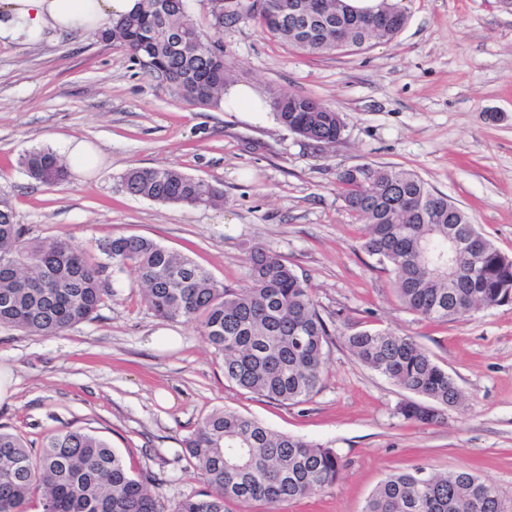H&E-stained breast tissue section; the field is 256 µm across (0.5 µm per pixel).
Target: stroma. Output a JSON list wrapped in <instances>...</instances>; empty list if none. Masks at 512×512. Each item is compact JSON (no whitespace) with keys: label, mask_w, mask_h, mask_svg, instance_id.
Listing matches in <instances>:
<instances>
[{"label":"stroma","mask_w":512,"mask_h":512,"mask_svg":"<svg viewBox=\"0 0 512 512\" xmlns=\"http://www.w3.org/2000/svg\"><path fill=\"white\" fill-rule=\"evenodd\" d=\"M406 24L390 42L308 55L247 17L226 23L224 61L262 95L316 99L340 112L342 140L324 147L267 118L199 108L121 47L93 34L0 39V195L43 239L89 252L141 235L244 287L251 247L307 279L331 327L358 322L415 337L465 394L441 422L398 414L406 394L334 338L319 391L288 406L240 390L195 323L156 318L129 274L112 277L98 318L53 336L0 327V366L16 380L0 430L39 448L52 432L86 428L133 472L151 471L168 501L205 492L183 441L213 409L334 449L344 468L283 512H362L387 473L470 469L512 512V305L455 322L420 319L388 272L359 246L361 220L338 175L371 163L418 173L512 254V10L501 0H392ZM78 138L102 153L93 170L48 189L19 165L27 150L63 152ZM177 167L224 188L223 205L187 208L128 195L132 167Z\"/></svg>","instance_id":"35a3bbf8"}]
</instances>
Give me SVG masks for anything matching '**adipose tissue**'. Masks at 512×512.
I'll use <instances>...</instances> for the list:
<instances>
[{"label": "adipose tissue", "mask_w": 512, "mask_h": 512, "mask_svg": "<svg viewBox=\"0 0 512 512\" xmlns=\"http://www.w3.org/2000/svg\"><path fill=\"white\" fill-rule=\"evenodd\" d=\"M139 0H0V37L34 42L46 33L95 31L134 12Z\"/></svg>", "instance_id": "adipose-tissue-1"}]
</instances>
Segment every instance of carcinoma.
Returning <instances> with one entry per match:
<instances>
[{
    "label": "carcinoma",
    "instance_id": "obj_1",
    "mask_svg": "<svg viewBox=\"0 0 512 512\" xmlns=\"http://www.w3.org/2000/svg\"><path fill=\"white\" fill-rule=\"evenodd\" d=\"M307 0H268L270 10L253 14L273 37L306 54L339 49L336 25L349 27L350 48L390 42L406 24L369 27L371 18L345 0H325L326 17L314 32L300 30L292 9ZM209 30H203L187 0H141L134 13L105 23L94 32L99 42L117 44L132 60L161 78L176 99L201 108H219L230 70L198 51V38L224 50V23L238 18L211 0ZM276 120L293 133L333 146L345 131L340 113L300 95L273 91ZM36 184L65 183L69 168L49 147L33 148L20 158ZM346 207L365 223L361 248L392 275L401 304L424 320L448 322L491 305L512 302V256L502 252L472 224L468 215L404 169L362 164L338 177ZM128 194L159 203L216 206L223 190L173 167H133L122 175ZM473 236L475 254L458 261L457 287L433 272L423 249H447L448 225ZM109 264L89 258L69 238L46 242L16 222L12 204L0 196V326L33 335H57L98 315L112 297L103 285L107 268L132 275L143 299L164 321H194L200 335L223 361L224 378L238 388L281 404L308 401L319 389L326 347L334 335L362 364L406 393L425 402L406 401L404 419L431 424L439 409L457 406L455 379L414 337L357 323L330 330L308 283L280 254L255 246L245 266L246 287L229 288L187 256L137 235L115 236L99 245ZM188 462L210 491L165 504L151 490L150 471L136 475L100 436L66 429L44 437L38 451L12 433L0 431V512H28L40 493L41 512H225L224 503L243 507L261 501L269 512L321 491L336 482L341 458L301 438L274 433L233 409L207 414L184 439ZM486 491L481 512L496 508L497 489L468 469L425 474L420 468L386 476L368 499L364 512H474V483Z\"/></svg>",
    "mask_w": 512,
    "mask_h": 512
}]
</instances>
